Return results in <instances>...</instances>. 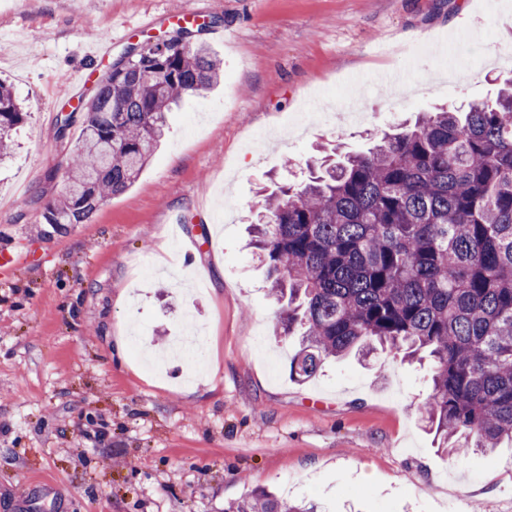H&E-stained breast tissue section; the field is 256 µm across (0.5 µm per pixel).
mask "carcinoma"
I'll return each instance as SVG.
<instances>
[{
	"label": "carcinoma",
	"mask_w": 512,
	"mask_h": 512,
	"mask_svg": "<svg viewBox=\"0 0 512 512\" xmlns=\"http://www.w3.org/2000/svg\"><path fill=\"white\" fill-rule=\"evenodd\" d=\"M180 27L111 65L79 101L81 139L43 223L80 224L128 190L165 134V114L223 76L221 61ZM27 112L0 82V160ZM255 248L281 304L277 330L299 337L291 375L330 358L389 352L433 364L419 411L458 457L512 446V81L492 101L437 108L413 127L268 194ZM225 512H319L264 490Z\"/></svg>",
	"instance_id": "carcinoma-1"
}]
</instances>
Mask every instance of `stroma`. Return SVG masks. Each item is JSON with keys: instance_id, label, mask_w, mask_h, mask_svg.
<instances>
[{"instance_id": "obj_1", "label": "stroma", "mask_w": 512, "mask_h": 512, "mask_svg": "<svg viewBox=\"0 0 512 512\" xmlns=\"http://www.w3.org/2000/svg\"><path fill=\"white\" fill-rule=\"evenodd\" d=\"M186 0H0V78L29 117L0 168V512H224L257 490L322 512H512V447L451 457L418 405L431 365L329 360L299 383L294 336L247 244L264 192L318 151L418 112L494 98L512 77V0H198L221 82L167 115L137 181L82 224L42 221L82 122L61 96L87 49L131 32L98 74L180 25ZM349 99L360 112L342 113ZM185 281L139 278L175 223ZM198 327L205 365L164 350ZM142 333L147 371L117 338Z\"/></svg>"}]
</instances>
